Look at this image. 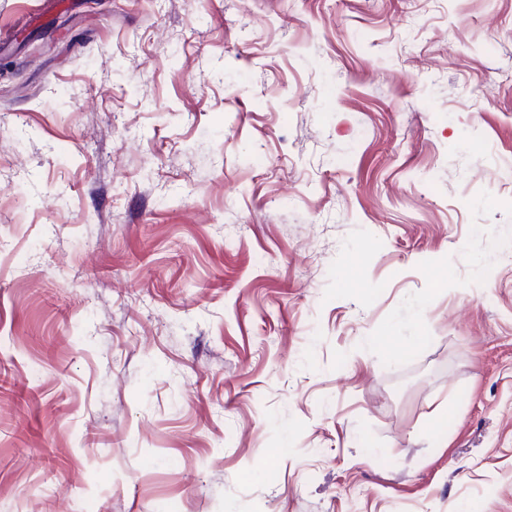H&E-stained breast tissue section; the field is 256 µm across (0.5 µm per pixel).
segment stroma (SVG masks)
Here are the masks:
<instances>
[{
    "label": "stroma",
    "mask_w": 512,
    "mask_h": 512,
    "mask_svg": "<svg viewBox=\"0 0 512 512\" xmlns=\"http://www.w3.org/2000/svg\"><path fill=\"white\" fill-rule=\"evenodd\" d=\"M0 48V512H512V0Z\"/></svg>",
    "instance_id": "stroma-1"
}]
</instances>
